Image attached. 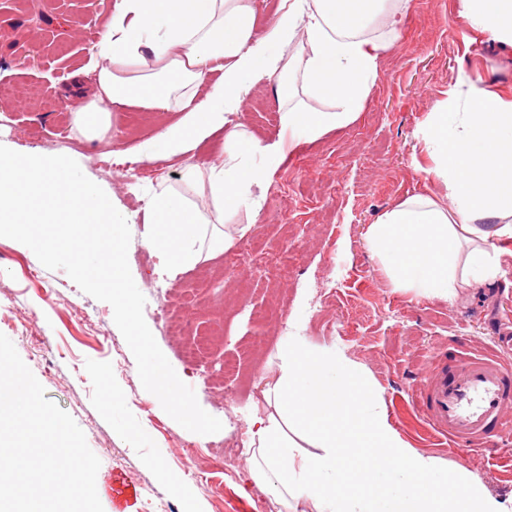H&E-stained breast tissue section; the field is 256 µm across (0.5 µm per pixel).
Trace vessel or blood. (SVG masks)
I'll list each match as a JSON object with an SVG mask.
<instances>
[{
	"label": "vessel or blood",
	"mask_w": 512,
	"mask_h": 512,
	"mask_svg": "<svg viewBox=\"0 0 512 512\" xmlns=\"http://www.w3.org/2000/svg\"><path fill=\"white\" fill-rule=\"evenodd\" d=\"M419 415L455 448L481 450L512 431V328L500 323L492 349L447 355L415 379Z\"/></svg>",
	"instance_id": "b4317fda"
}]
</instances>
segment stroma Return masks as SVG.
Listing matches in <instances>:
<instances>
[{
    "label": "stroma",
    "mask_w": 512,
    "mask_h": 512,
    "mask_svg": "<svg viewBox=\"0 0 512 512\" xmlns=\"http://www.w3.org/2000/svg\"><path fill=\"white\" fill-rule=\"evenodd\" d=\"M115 0H0V144L35 155H66L98 184L129 224L128 263L146 298L144 318L178 377L221 432L200 435L174 421L140 381L136 360L113 320L110 304L85 294L64 270L45 268L27 246L0 237V333L45 389L69 413L100 460L96 489L104 512H279L246 458L224 462L217 448L231 430H248L261 398L244 394L251 377L278 361L286 337L312 348L336 346L379 384L388 418L414 448L467 469L512 512V475L503 464L512 434L493 452L458 451L423 441L409 382L441 349L483 351L497 317L512 312V265L494 285L462 291L451 302L392 287L366 247L369 224L422 188L444 195L429 161L414 147L430 113L439 111L461 77L512 83V51L466 44L457 0H409L400 41L378 59V72L359 118L308 142L283 132L273 83L262 82L230 115L261 138L283 137L286 158L272 182L225 222L268 251L288 248V267L242 261L236 273L224 255L179 273L164 272L145 243L151 186H182L187 167L219 161L223 135L169 160L144 161L121 179L103 153H133L175 113L116 112L103 139L71 133L76 103L71 75L94 78L95 46ZM287 196V214L272 212ZM210 339L206 357L189 363L197 337ZM236 380L225 383L224 366ZM208 472L202 485L193 471ZM153 498H146V490Z\"/></svg>",
    "instance_id": "stroma-1"
}]
</instances>
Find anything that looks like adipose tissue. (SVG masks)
<instances>
[{
  "instance_id": "ef3b65f1",
  "label": "adipose tissue",
  "mask_w": 512,
  "mask_h": 512,
  "mask_svg": "<svg viewBox=\"0 0 512 512\" xmlns=\"http://www.w3.org/2000/svg\"><path fill=\"white\" fill-rule=\"evenodd\" d=\"M388 0H277L275 21L255 36L257 0H115L97 44L95 91L73 110V128L101 137L112 113L131 107L179 118L142 143L138 160L194 151L224 134L219 162L188 169L212 207L197 210L159 182L144 221L147 246L171 270L201 259L209 226L271 183L286 151L228 125L257 84L276 79L282 127L314 141L354 122L377 77L381 52L401 38L402 14ZM475 42L512 48V0H458ZM384 17L380 35L365 28ZM300 55L287 50L296 34ZM211 93L197 100L208 75ZM324 100L306 105L300 92ZM446 195L414 191L369 225L368 248L393 288L453 299L492 284L512 256V84L451 87L420 139ZM249 427V467L287 512H505L464 468L412 448L381 409L377 382L335 347L286 340ZM365 477L361 490L348 473Z\"/></svg>"
}]
</instances>
